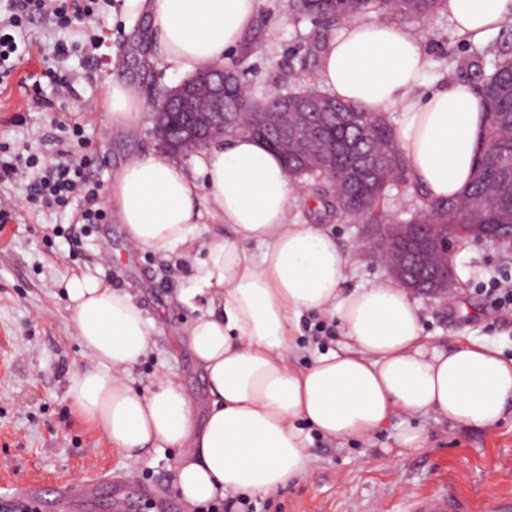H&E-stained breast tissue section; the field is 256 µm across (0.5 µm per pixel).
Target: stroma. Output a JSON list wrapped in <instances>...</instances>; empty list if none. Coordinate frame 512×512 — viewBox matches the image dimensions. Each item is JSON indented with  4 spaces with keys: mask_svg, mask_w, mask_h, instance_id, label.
<instances>
[{
    "mask_svg": "<svg viewBox=\"0 0 512 512\" xmlns=\"http://www.w3.org/2000/svg\"><path fill=\"white\" fill-rule=\"evenodd\" d=\"M115 7V0H99L94 16L67 30L41 20L27 25L23 35L29 46L10 76L0 80V145L55 159L79 149L103 188L126 158L157 150L151 125L128 134L112 132L104 104L107 85L113 77L124 78L150 102L184 79L151 62L149 19L116 14ZM406 26L426 46L431 89L456 80L477 87L463 63L481 52L512 51V22L480 43L457 34L441 12ZM340 30L337 24L318 28L296 21L287 0H261L225 64L238 69L253 97H272L286 87L313 83L319 59L311 52L312 36L318 32L329 40ZM59 41L72 49L54 62L50 52ZM52 63L68 75L70 87L55 95V106L48 110L33 103L25 79ZM75 125L84 130L80 146L66 136ZM28 192L25 177L0 183V202L13 210L12 218L0 223V498L20 494L33 480L51 487L63 481L105 483L114 475L130 486L173 494L180 449L160 448L138 461L126 459L71 406L68 379L86 366L87 358L59 284L63 277L91 269L124 287L155 322L153 351L132 373L136 386L149 387L159 374L172 372L201 404L205 381L182 332L191 313L175 301L190 280L174 276L169 260L131 249L115 214L102 224H78L74 216L83 209V198L47 210L26 203ZM291 217L300 224L324 225L340 246L356 250L348 287L387 279L384 264L360 248L372 235L370 225L319 211L307 186L298 188ZM453 264L452 300L414 297L424 334L443 346L467 339L489 343L512 358V311L492 310L482 293L490 278L512 274V248L470 240L456 246ZM416 422L429 444L398 461L382 455L389 444L383 434L375 439L379 454L371 457L356 440L340 445L315 439L309 477L252 497L255 512H408L414 497L444 488L467 498L473 512H491L498 500L512 497V412L491 430L431 413Z\"/></svg>",
    "mask_w": 512,
    "mask_h": 512,
    "instance_id": "1",
    "label": "stroma"
}]
</instances>
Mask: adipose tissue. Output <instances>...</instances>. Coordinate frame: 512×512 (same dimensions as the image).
<instances>
[{
    "label": "adipose tissue",
    "instance_id": "ef3b65f1",
    "mask_svg": "<svg viewBox=\"0 0 512 512\" xmlns=\"http://www.w3.org/2000/svg\"><path fill=\"white\" fill-rule=\"evenodd\" d=\"M260 0H123L124 15H149L156 59L182 73L219 68L255 18ZM456 30L480 39L512 21V0H447ZM429 58L408 28L353 21L320 56L315 80L336 99L376 112L399 110L396 140L412 181L431 200L461 195L473 175L487 116L459 82L417 94ZM108 123L149 122L138 90L113 80ZM187 175L167 155L132 156L106 201L130 248L177 257L193 286L189 347L208 392L203 420L176 374L135 388L129 371L147 353L154 322L124 288L93 274L65 284L67 309L90 364L72 373L67 397L80 417L126 458L179 448L174 479L187 503L268 495L307 476L315 438L371 443L394 418L396 456L426 447L416 416L490 429L512 404V358L477 342L431 346L409 292L392 281L347 289L350 251L289 212L296 185L262 140L215 141ZM335 321L343 341L306 367L292 351L302 318Z\"/></svg>",
    "mask_w": 512,
    "mask_h": 512
}]
</instances>
